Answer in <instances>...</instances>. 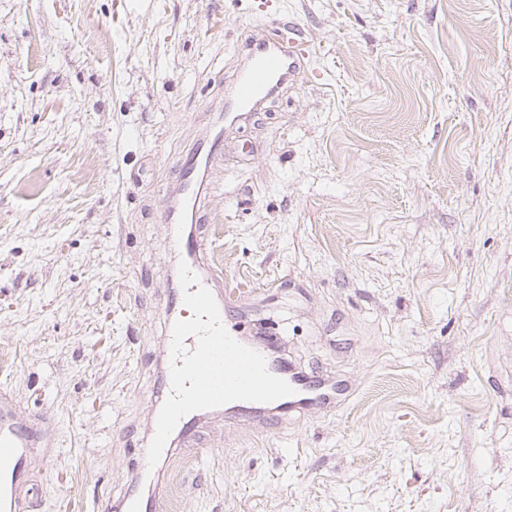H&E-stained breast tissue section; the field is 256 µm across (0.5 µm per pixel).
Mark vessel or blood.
I'll list each match as a JSON object with an SVG mask.
<instances>
[{"mask_svg": "<svg viewBox=\"0 0 512 512\" xmlns=\"http://www.w3.org/2000/svg\"><path fill=\"white\" fill-rule=\"evenodd\" d=\"M289 43L290 37L284 33L278 43L266 44L251 52L249 64L238 75L224 114L216 116L204 137L174 162L179 180L167 195L160 221L169 227L172 254L188 264L219 303L224 300L222 280L205 260V205L213 191L211 173L224 159V123L250 118L265 97L285 81L296 80L300 66L288 48ZM269 370L293 387V395L270 403L234 402V418H259L273 431L287 420L289 413L322 411L334 406L336 396L331 384L296 371L285 362L270 365ZM217 414V409L213 408L185 415L170 435L164 456H171L181 448L197 447L201 429ZM52 432L49 417L25 414L10 391L0 388V512H35L34 478L39 464L31 449L38 441L53 445ZM161 472V467L157 466L148 473L145 493L130 492L116 500L97 501L94 512H161L166 499Z\"/></svg>", "mask_w": 512, "mask_h": 512, "instance_id": "vessel-or-blood-1", "label": "vessel or blood"}]
</instances>
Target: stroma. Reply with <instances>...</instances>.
<instances>
[{
	"label": "stroma",
	"mask_w": 512,
	"mask_h": 512,
	"mask_svg": "<svg viewBox=\"0 0 512 512\" xmlns=\"http://www.w3.org/2000/svg\"><path fill=\"white\" fill-rule=\"evenodd\" d=\"M288 25L305 76L228 127L208 258L242 336L351 393L212 419L164 512H512V0H0V387L55 421L37 512L132 487L173 162Z\"/></svg>",
	"instance_id": "stroma-1"
}]
</instances>
